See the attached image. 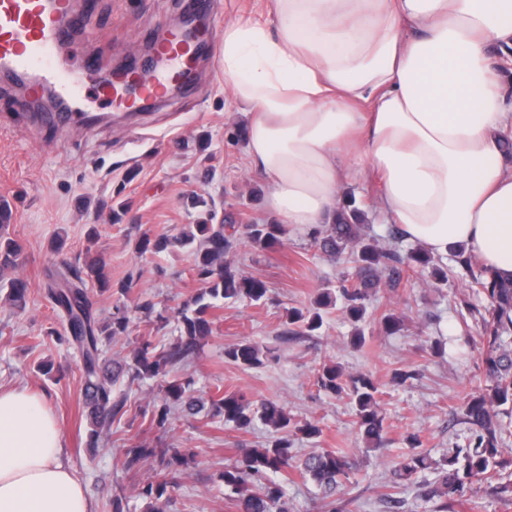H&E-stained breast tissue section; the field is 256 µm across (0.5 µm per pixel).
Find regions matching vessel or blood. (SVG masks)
Segmentation results:
<instances>
[{
  "instance_id": "b4317fda",
  "label": "vessel or blood",
  "mask_w": 512,
  "mask_h": 512,
  "mask_svg": "<svg viewBox=\"0 0 512 512\" xmlns=\"http://www.w3.org/2000/svg\"><path fill=\"white\" fill-rule=\"evenodd\" d=\"M79 23L71 0H0V70L32 76V95L47 86L53 89L60 109L45 115L48 124L66 123L72 108L89 106L85 89L94 76V60H84L74 68L63 62ZM160 51L169 60L163 73L103 86V95L114 107L129 108L175 94L196 82L197 73L188 63L190 45L180 32H171Z\"/></svg>"
}]
</instances>
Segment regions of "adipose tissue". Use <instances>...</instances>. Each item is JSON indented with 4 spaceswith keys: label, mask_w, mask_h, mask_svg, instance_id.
Returning <instances> with one entry per match:
<instances>
[{
    "label": "adipose tissue",
    "mask_w": 512,
    "mask_h": 512,
    "mask_svg": "<svg viewBox=\"0 0 512 512\" xmlns=\"http://www.w3.org/2000/svg\"><path fill=\"white\" fill-rule=\"evenodd\" d=\"M274 27L225 24L224 89L283 224L332 222L343 184L433 254L462 247L512 279V0H273ZM0 512H92L61 429L24 387H0Z\"/></svg>",
    "instance_id": "1"
}]
</instances>
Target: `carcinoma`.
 <instances>
[{
    "mask_svg": "<svg viewBox=\"0 0 512 512\" xmlns=\"http://www.w3.org/2000/svg\"><path fill=\"white\" fill-rule=\"evenodd\" d=\"M10 217L7 205L0 204V296L11 307L23 309L28 299V283L8 276L21 256V247L9 232ZM365 217L364 209L351 197L342 202L335 223L313 228L312 236L321 249L337 257L347 255L355 273L340 288L320 292L314 300V308L285 310V324L297 325L306 332L316 331L323 324L320 309L339 303L345 315L359 322L366 314V304L382 272H388V285L395 288L409 273L432 262V256L420 249L403 255L396 249H382L365 239L362 235ZM237 234L239 225L224 223L213 209L208 210L202 223L190 225L189 231L183 233L178 242L191 248L193 271L201 288L178 308L179 336L174 342L156 352L150 337L143 336L132 350V363L125 366H112L103 347L114 338L129 335L131 318L127 312L119 310L110 319L99 320L88 293L90 287H97L101 292L111 287L104 263L87 257L83 263L69 268L66 274L50 277L46 295L53 309L65 316V342L81 361L83 406L94 426L90 434L92 446H98L100 436H110L102 417L108 415L114 419L125 407V399H112V386L120 377L127 374L132 382L155 379L163 392L161 403L154 410V420L160 426L168 422L174 411L181 409L193 415L204 411L211 418L220 417L240 430L251 428L258 419L273 432L271 442L261 448L244 450L221 474L224 498L233 502L237 512H271L273 505L285 502L283 484L270 475L288 471L293 459L290 436L300 433L314 439L321 434L319 426L295 421L277 402H252L240 393L226 394L219 389L211 396L207 407L193 396L192 380L169 378L170 367L192 355L200 341L212 334L211 310L227 301L248 299L258 304L268 299L269 289L262 279L243 273L226 259V252L232 248ZM285 234L283 224L244 225L245 237L261 249L283 245ZM471 290L486 301L483 339L487 347L485 368L490 385L487 392L473 393L464 402V414L475 426L468 447L451 449L447 467L434 481L425 479L421 484V496L427 502L436 503L434 512H446L448 503L459 501L465 482L494 479L501 468L498 439L512 435V421L499 418L497 411V407L512 403V282L502 281L482 270L472 276ZM267 354L268 349L251 342L224 350L226 359L245 368L263 366ZM317 384L321 390L336 395L349 392L365 443L370 447L380 444L384 418L377 400L379 387L371 376L347 375L339 366L324 362L317 371ZM154 453L153 448L133 445L126 449L118 464L122 472L135 474L142 461ZM425 469L426 458L415 452L398 462L395 475L410 479ZM302 471L327 495L350 482L353 475L344 453L323 448L309 454L302 463ZM255 482L262 483L257 492L250 490ZM168 487L170 482L165 478L150 480L142 486L139 492L144 501L142 512H167L171 502Z\"/></svg>",
    "mask_w": 512,
    "mask_h": 512,
    "instance_id": "carcinoma-1",
    "label": "carcinoma"
}]
</instances>
